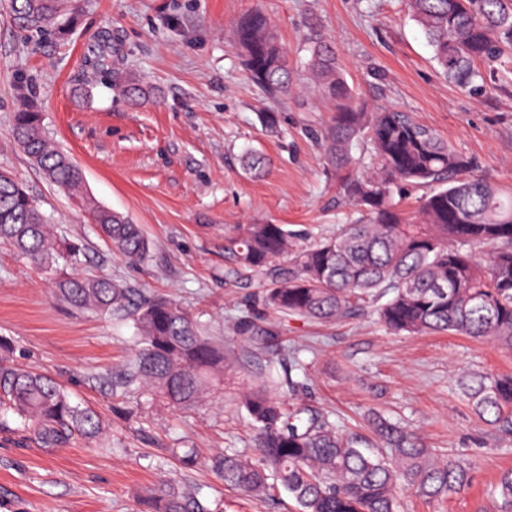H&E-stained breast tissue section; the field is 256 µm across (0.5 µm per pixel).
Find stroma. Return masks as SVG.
Returning <instances> with one entry per match:
<instances>
[{
    "label": "stroma",
    "instance_id": "stroma-1",
    "mask_svg": "<svg viewBox=\"0 0 512 512\" xmlns=\"http://www.w3.org/2000/svg\"><path fill=\"white\" fill-rule=\"evenodd\" d=\"M66 36L44 38L13 19L0 0V170L25 184L59 235L81 239L79 271L107 275L142 295L176 299L208 335L223 339L224 384L191 412L137 394L115 399L100 374L120 371L139 342L129 317L99 316L54 304L55 278L0 243V336L20 366L59 381L73 402L92 408L103 431L44 447L18 421L0 420V512H143L165 484L200 491L213 512H298L288 494L257 502L211 470L221 453L254 457V429L238 394L266 361L291 369L286 402L330 414L343 432L375 443L373 415L406 424L436 456L472 465L471 482L442 500L403 490L400 512H512L496 486L512 470V440L501 439L460 392L467 373L512 375V350L486 340L385 330L373 309L326 324L263 308L259 282L224 280V228L284 224L312 237L335 234L353 207L336 188L305 133L326 111L307 69L313 38L331 40L348 83L370 107L390 108L436 130L477 172L512 188V83L476 95L440 74L403 0H71ZM260 8L293 65L299 95L273 101L249 82L232 48L234 22ZM112 35L111 76L85 57ZM151 92L132 104L121 83ZM81 167L90 196L142 226L153 247L128 262L101 239L67 193L48 182L17 146L12 116L20 100ZM263 112L286 133L264 132ZM268 159L263 176L240 165L245 149ZM251 323L240 335L238 322ZM274 329L278 345L256 336ZM195 448V467L169 456Z\"/></svg>",
    "mask_w": 512,
    "mask_h": 512
}]
</instances>
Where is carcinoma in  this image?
<instances>
[{"label":"carcinoma","instance_id":"carcinoma-1","mask_svg":"<svg viewBox=\"0 0 512 512\" xmlns=\"http://www.w3.org/2000/svg\"><path fill=\"white\" fill-rule=\"evenodd\" d=\"M13 2L14 20L42 36H62L73 23L71 16L58 21L60 0ZM406 2L448 82L481 93L500 80L504 58L512 56V0ZM232 47L267 98L294 94L288 50L261 10L236 21ZM309 52V70L329 112L316 140L359 217L334 236L296 248L291 240L297 234L286 224L226 227L225 277L248 282L260 276L266 307L316 322L350 317L387 295L375 312L392 333H448L512 349V192L477 174L476 163L432 128L403 112L369 111L330 42L317 38ZM12 131L46 179L89 212L113 249L135 263L148 257L152 243L141 227L84 192L82 169L51 142L40 112L22 103ZM241 162L255 176L266 167L256 150L245 151ZM405 187L426 189L412 211L395 200ZM0 241L45 271L75 270L84 256L81 243L50 232L34 197L5 171ZM54 298L72 309L134 318L140 347L119 374L101 376L113 397L140 392L187 410L224 383V344L175 300L145 298L109 277L79 273L57 280ZM12 355L11 342L0 336V418L16 416L48 448L74 436H99L94 410L73 402L51 377L15 365ZM460 386L479 418L512 438V378L480 372ZM240 405L256 429L258 459L226 453L212 468L224 484L258 499L279 485L300 512H398L401 486L440 500L469 480L464 461L435 457L385 417L372 426L389 457L340 433L324 413L288 405L265 381L244 391ZM147 505L150 512H212L198 493L167 486Z\"/></svg>","mask_w":512,"mask_h":512}]
</instances>
